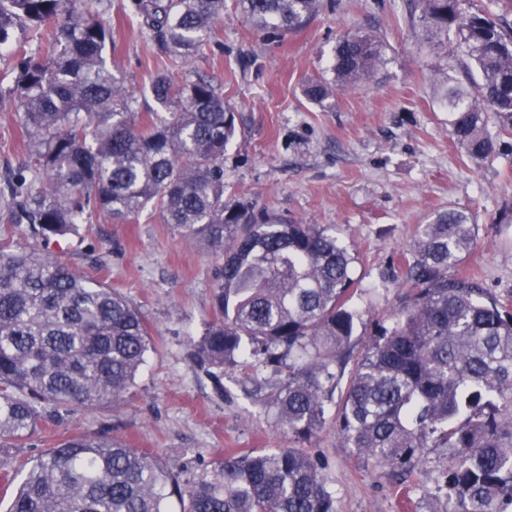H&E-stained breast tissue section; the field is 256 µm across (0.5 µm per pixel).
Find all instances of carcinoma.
<instances>
[{"instance_id":"1","label":"carcinoma","mask_w":512,"mask_h":512,"mask_svg":"<svg viewBox=\"0 0 512 512\" xmlns=\"http://www.w3.org/2000/svg\"><path fill=\"white\" fill-rule=\"evenodd\" d=\"M227 0H134L169 60L148 93L165 114L138 126L137 98L108 61L111 28L94 0H0V46L12 47L8 97L31 161L4 180L0 223L39 244L100 215L126 221L151 207L218 259L221 318L189 344L216 385L255 361L285 371L261 399L297 443L325 425L329 388L361 319L350 305L357 254L330 225L257 215L224 201V150L239 115L194 74ZM423 45L452 44L466 81L440 77L453 142L475 164L495 144L488 118L512 136V25L467 0H411ZM254 29L300 28L319 0H232ZM49 46L46 55L31 42ZM382 62L374 32L336 41L330 73L304 96L327 107L336 91ZM186 71L183 80L174 69ZM476 244L463 209L419 225L403 254L412 293L362 342L339 411L344 446L400 475L431 448L455 463L425 512H512V302L487 299L448 271ZM152 349L141 312L109 286L32 247L0 244V441H21L73 407L116 403ZM4 512H336L320 465L300 448L221 454L183 479L161 457L104 434L69 436L30 461Z\"/></svg>"}]
</instances>
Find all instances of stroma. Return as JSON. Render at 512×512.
Wrapping results in <instances>:
<instances>
[{
    "label": "stroma",
    "mask_w": 512,
    "mask_h": 512,
    "mask_svg": "<svg viewBox=\"0 0 512 512\" xmlns=\"http://www.w3.org/2000/svg\"><path fill=\"white\" fill-rule=\"evenodd\" d=\"M408 3L321 0L309 23L275 38L229 8L196 64L243 119L224 153L225 198L257 213L335 226L358 256L352 303L362 315L361 335L401 306L408 285L400 257L418 226L450 206L466 208L478 224L461 272L490 296L512 299V143L479 166L453 144L433 85L448 58L420 47ZM131 4L101 0L98 9L116 43L113 62L143 115L156 107L147 87L165 61ZM356 27L380 36L384 64L338 92L329 108L307 101L302 82L326 70L339 35ZM18 122L13 107L0 104V177L28 159ZM46 250L136 306L155 351L124 400L69 411L62 423L0 444L12 470L70 434L119 438L186 474L230 450L291 447L256 400V383L277 378L271 368L259 367L253 382L230 371L217 384L188 357L190 341L214 320L216 261L206 249L147 210L120 224L99 218ZM360 353L351 345L328 405L331 420L303 449L320 463L336 512H425L453 464L448 449H431L423 467L400 477L344 448L332 420Z\"/></svg>",
    "instance_id": "stroma-1"
}]
</instances>
